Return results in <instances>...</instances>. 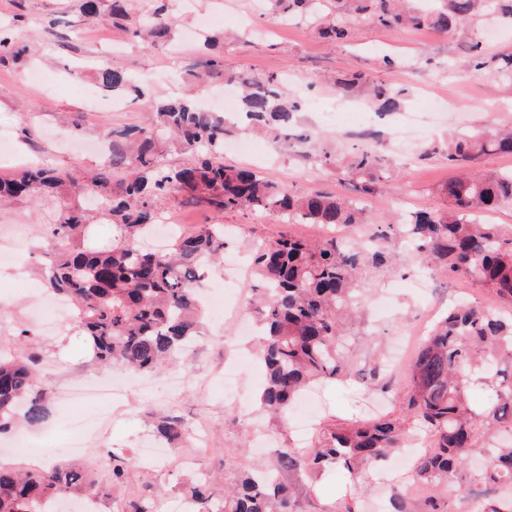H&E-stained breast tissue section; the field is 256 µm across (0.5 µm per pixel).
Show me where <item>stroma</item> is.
<instances>
[{"label": "stroma", "instance_id": "35a3bbf8", "mask_svg": "<svg viewBox=\"0 0 512 512\" xmlns=\"http://www.w3.org/2000/svg\"><path fill=\"white\" fill-rule=\"evenodd\" d=\"M84 0H0V34L11 37L19 54L0 63V131L12 143L9 154H0V176L32 162L71 170L81 176L112 167L111 154H94L81 148L84 140L106 135L108 130L139 129L148 123L147 100H164L191 95L193 72L206 60L223 62L226 68L251 73H277L286 80L301 75L332 76L360 71L388 79L407 88L410 96L404 110L426 108L427 96L448 97L452 103L436 116L432 132L419 141L411 155L400 157L390 147V133L401 114L335 109L336 94L329 87L302 88L304 97L317 100L318 108L296 116L297 132L313 137L317 150L334 159L321 166L316 157L294 155L287 142H272L260 132L247 135L252 154L225 151V163L249 167L268 179L304 192L318 189L330 194L345 193L344 166L360 147L351 138V126L372 122L380 135L374 153L389 168L386 179L361 203L377 219L398 223L406 211L444 208L438 188L457 176L456 168L437 149L451 134L482 130L490 125L487 110L512 113V84L492 73L476 74L470 67L468 46L475 37L485 38L487 50H512V23L501 18L492 0H483L470 27L442 34L431 28L385 29L370 21H359L349 41L332 44L322 39L304 20L288 22L275 32L266 27L272 17L267 0H195L192 9L181 0H170L177 18V34L168 44L144 47L137 35L148 20L146 5L131 9L125 27L110 21L112 0H101L97 21L78 26ZM55 34H48L49 22ZM392 67H385V60ZM107 64L147 80V100L128 99L113 107L111 94L99 89L96 71ZM67 203L64 197L32 203L17 200L0 205V228L25 230L29 238L19 246L12 263L0 264V349L13 347L16 334L31 328L26 305L31 293H44L41 274L46 259L37 252L40 225L57 219ZM161 213L177 215L175 233L192 232L207 225L223 227L227 246L223 262L207 268L202 277L203 295H216L227 314L209 322L200 338L177 365L142 376L132 401L110 410L111 428L97 449L92 468L99 483L109 485L106 512H123L132 494L143 484L159 489L160 499L182 495L187 481L213 475L216 487L231 485L241 471L278 465L277 447L296 441L300 429L333 426L366 417L377 396L363 383L351 380L329 384L313 391L312 406L294 404L286 418L258 410L256 393L265 382V370L255 355V339L232 340L234 322L229 309L250 312L259 284L243 273L235 290H226L227 261L248 255L251 246L282 235H324V228L294 224L273 213L229 211L219 213L204 203L167 199ZM393 267L369 274V291L363 298V318L352 331V362L368 373L382 361L397 333L417 320L429 304L446 310L448 302L465 298L478 305L500 307L491 290L478 282L435 274L436 283L448 291L447 302L414 288L424 262L397 246ZM36 354L42 382L51 390L49 416L37 427L18 424L29 437L28 447L11 450L13 434L0 436V461L43 468L68 459L64 446L68 426L74 419L96 414L95 406L66 398L67 385L91 377L121 374L118 366L104 367L92 357L81 334L66 327L60 334L42 336ZM239 361L235 372V397H226L224 379L214 369L223 361ZM172 412L182 419H209L212 442L196 469L185 470L180 458L189 445L173 449L169 456L146 472L139 452L153 436L155 416ZM261 427L268 447L257 450L253 429ZM130 460L128 479L110 486L113 457ZM280 479L294 491V512H337L340 503L355 500L360 512H372L377 495L371 481L353 482L346 471L333 467L310 477L299 471H284Z\"/></svg>", "mask_w": 512, "mask_h": 512}]
</instances>
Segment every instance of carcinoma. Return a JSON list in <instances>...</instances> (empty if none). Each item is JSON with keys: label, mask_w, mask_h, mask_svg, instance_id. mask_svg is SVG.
<instances>
[{"label": "carcinoma", "mask_w": 512, "mask_h": 512, "mask_svg": "<svg viewBox=\"0 0 512 512\" xmlns=\"http://www.w3.org/2000/svg\"><path fill=\"white\" fill-rule=\"evenodd\" d=\"M151 2L152 27L140 32L148 47L174 23L166 0ZM270 2L274 15L310 17L323 37L344 41L363 18L389 29L431 27L446 34L467 24L481 0H442L444 9L437 12L405 7V0H336V10L325 15L317 10L321 0ZM470 50L475 70L491 62L500 79L512 83V52L487 59L479 39ZM224 78L241 89L246 129H262L275 141L288 135L299 105L288 98L280 75L226 70ZM97 83L115 94L144 96L143 82L124 70L102 65ZM361 88L380 112L397 111L407 95L405 88L362 73L336 81L342 97ZM139 133L137 145L128 151L112 145V168L124 171L118 180L98 173L87 186L67 169L38 166L0 177L1 200L69 199L59 222L43 228L44 239L55 247L45 280L52 294L70 304L73 326L87 337L102 366L118 364L133 374L156 372L203 335L204 314L194 285L200 272L223 256L224 230L211 225L181 234L165 249H149L142 235L156 223L162 199L187 197L219 211L280 213L297 224L325 229L372 230L370 246L345 245L328 235L317 240L281 237L253 249V274L260 283L256 313L263 327L260 355L267 371L259 402L283 418L304 390L351 377L348 330L368 287L366 274L391 264L399 239L448 276L481 281L512 304V225L479 219L485 211L512 206V170H466L483 155L512 153V130L492 128L448 141V165L462 170L441 188L448 211L413 212L403 224L380 222L358 202L388 172L371 151L351 156L346 170L351 196L343 198L299 193L224 164V118L196 101L170 98L152 105L150 123ZM171 148L194 159L172 168L165 163ZM94 219L113 225L117 239L112 248L81 246ZM32 364L29 354L0 352V432L19 417L33 426L46 418L49 389ZM475 378L491 390L482 413L466 397ZM401 406L398 417L320 432L311 448H278L279 464L316 475L340 466L359 482L389 453L408 447L414 432L429 430L437 447L413 465V488L429 492L419 500V512H445L443 497L432 494L434 489L448 497L476 490L486 498L503 490L508 497L483 505L480 512H507L505 503L512 496V314L467 303L449 308L418 347ZM154 434L175 448L187 430L179 417L163 415L154 421ZM187 493L197 512L293 510L289 491L270 471L246 475L222 493L204 483L189 484ZM90 494L107 492L90 470L75 464L40 470L0 464V512H55L60 500L78 502Z\"/></svg>", "instance_id": "cac0c4a2"}]
</instances>
